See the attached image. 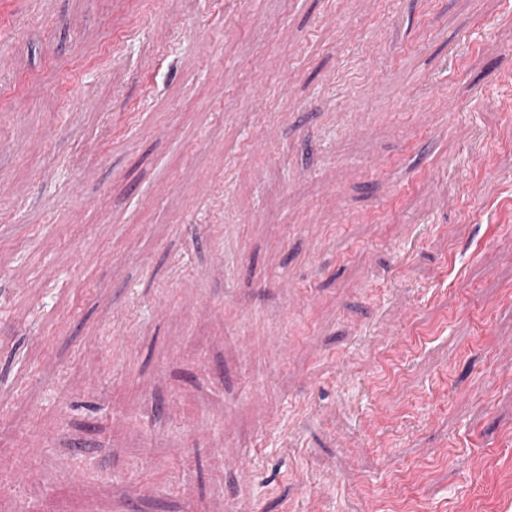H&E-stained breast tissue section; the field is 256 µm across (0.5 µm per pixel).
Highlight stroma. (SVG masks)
Returning a JSON list of instances; mask_svg holds the SVG:
<instances>
[{"instance_id": "1", "label": "stroma", "mask_w": 512, "mask_h": 512, "mask_svg": "<svg viewBox=\"0 0 512 512\" xmlns=\"http://www.w3.org/2000/svg\"><path fill=\"white\" fill-rule=\"evenodd\" d=\"M251 504L512 512V0H0V512Z\"/></svg>"}]
</instances>
